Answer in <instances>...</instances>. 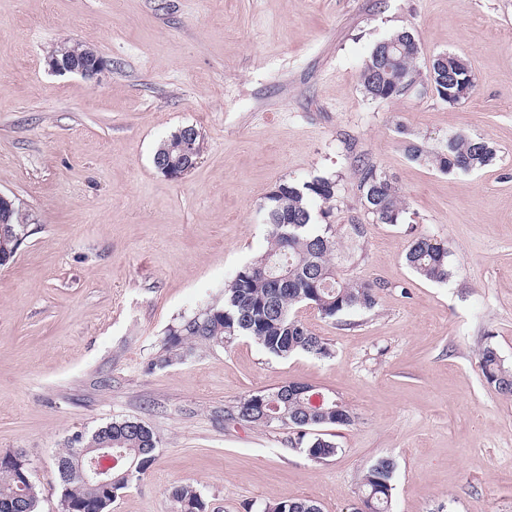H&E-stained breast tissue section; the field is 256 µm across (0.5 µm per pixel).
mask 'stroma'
Masks as SVG:
<instances>
[{
    "label": "stroma",
    "instance_id": "35a3bbf8",
    "mask_svg": "<svg viewBox=\"0 0 512 512\" xmlns=\"http://www.w3.org/2000/svg\"><path fill=\"white\" fill-rule=\"evenodd\" d=\"M399 30L420 73L462 57L469 98H369L362 67ZM73 44L104 58L97 80L51 71ZM187 125L203 151L172 179L153 156ZM452 133L490 142L493 164L449 175L409 159L408 144L434 151ZM366 162L398 183L397 225L361 205ZM318 176L339 182L328 223L365 226L362 258L336 266L382 284L374 310L332 321L300 307L331 345L323 360L246 337L168 357L169 331L223 303L266 251L267 195ZM0 192L25 222L0 267V453L25 451L38 512H63L64 441L124 418L160 445L109 512H170L181 483L209 512L289 498L353 512L385 457L393 512H512V399L478 360L489 343L512 367V0H0ZM422 235L448 244L447 282L407 266ZM286 381L356 413L326 430L336 456L315 462L287 430L225 421L241 396Z\"/></svg>",
    "mask_w": 512,
    "mask_h": 512
}]
</instances>
